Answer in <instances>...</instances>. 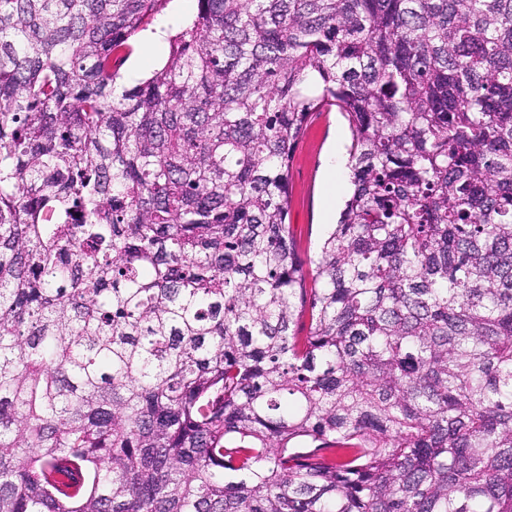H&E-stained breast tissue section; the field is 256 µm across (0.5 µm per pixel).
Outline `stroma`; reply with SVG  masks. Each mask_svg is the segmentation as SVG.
Returning <instances> with one entry per match:
<instances>
[{
  "instance_id": "35a3bbf8",
  "label": "stroma",
  "mask_w": 512,
  "mask_h": 512,
  "mask_svg": "<svg viewBox=\"0 0 512 512\" xmlns=\"http://www.w3.org/2000/svg\"><path fill=\"white\" fill-rule=\"evenodd\" d=\"M351 141L346 119L336 111L308 121L288 162V222L305 256H315L329 224L335 223L348 192L347 176L331 179L330 156L345 152Z\"/></svg>"
}]
</instances>
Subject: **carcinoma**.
<instances>
[{
	"instance_id": "cac0c4a2",
	"label": "carcinoma",
	"mask_w": 512,
	"mask_h": 512,
	"mask_svg": "<svg viewBox=\"0 0 512 512\" xmlns=\"http://www.w3.org/2000/svg\"><path fill=\"white\" fill-rule=\"evenodd\" d=\"M165 2L0 0V512H512V0ZM182 3V0H170L164 4L161 12L155 17L153 24L149 29L141 32L136 37L135 49L120 71L125 83H132L142 79L148 76L155 68L162 66L167 58L169 50L168 41L163 39L162 33L158 31L149 35L145 40L146 50L144 52L145 58L143 60L145 63L155 61L163 42V48L160 56L155 63L147 66H143L139 60L141 39L143 35L154 28L161 27L166 34L170 31L174 32L187 21L193 19L197 12V0L191 2L188 12H186L185 5ZM315 113L288 162V222L302 253L312 259L329 224L336 223L349 186L348 170L332 184L328 161L335 151L347 161L351 141L348 123L339 112Z\"/></svg>"
}]
</instances>
